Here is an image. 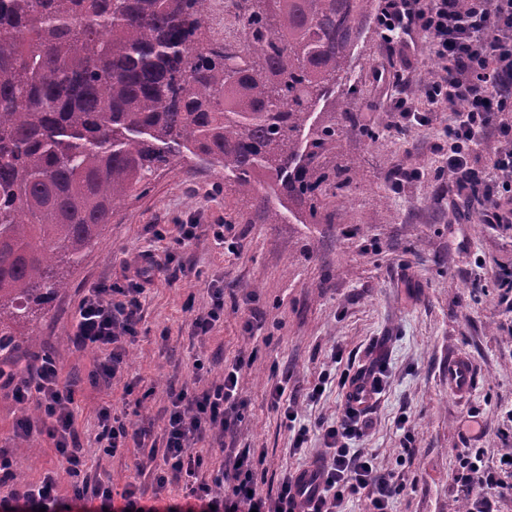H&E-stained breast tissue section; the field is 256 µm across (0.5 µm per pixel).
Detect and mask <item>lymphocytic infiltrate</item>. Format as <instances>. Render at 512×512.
Listing matches in <instances>:
<instances>
[{"label": "lymphocytic infiltrate", "instance_id": "1", "mask_svg": "<svg viewBox=\"0 0 512 512\" xmlns=\"http://www.w3.org/2000/svg\"><path fill=\"white\" fill-rule=\"evenodd\" d=\"M378 29L389 49L406 37L421 35L441 66L440 76L425 85L427 100L445 108L453 119L448 125V177L470 197H491L494 209L483 214L487 224H512V0H381L376 16ZM466 110H458V103ZM497 136L501 149L486 168L470 165L472 152L488 137ZM224 238L220 224H180L165 249L164 260L144 253L142 264L126 283H101L83 296L70 342L74 348H93L99 356L89 374L96 386H111L124 370L127 347L142 321V298L153 273L169 269L179 251L201 235ZM22 407L36 404L41 418H22L17 435L40 432L47 436L65 460L72 479V501L80 512H336L345 495L366 497L370 512H387L398 486L392 476L378 472L371 459L351 443L362 436L373 404L363 392L377 394L380 378L374 366H366L351 379L343 413L331 423L297 424L291 404L285 403L283 386L271 391L272 403L292 424L295 449L305 448L311 433H318L325 447L322 456L301 471L278 480L274 493L258 487L254 453L250 449H226L223 463L208 468L198 444L223 442L224 434L241 421L247 406L237 392L236 370L203 389L171 391L163 410L160 434L161 460L151 493L129 483L115 506L112 488L98 478L88 463L76 427V386L64 382L56 361L44 355L31 369L0 378ZM96 440L104 454L123 448L145 447L151 428L134 427L113 414L111 406L97 411ZM182 483L184 503L164 504L171 482ZM11 485L0 512H56L57 478L46 472L38 483L16 481L14 462L0 454V485Z\"/></svg>", "mask_w": 512, "mask_h": 512}]
</instances>
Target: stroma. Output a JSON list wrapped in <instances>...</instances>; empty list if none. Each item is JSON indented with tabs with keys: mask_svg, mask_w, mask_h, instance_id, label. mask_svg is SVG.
I'll list each match as a JSON object with an SVG mask.
<instances>
[{
	"mask_svg": "<svg viewBox=\"0 0 512 512\" xmlns=\"http://www.w3.org/2000/svg\"><path fill=\"white\" fill-rule=\"evenodd\" d=\"M393 71L384 40L368 23L351 61L357 93L336 88L337 102L352 114L337 162L357 176L347 197L327 200V223H262L256 198L239 195L223 168L204 167L185 148L171 167L148 176L142 195L114 209L101 236L67 269L68 288L34 319L41 353L55 358L63 380L78 383L81 441L111 485L115 506H122L128 483L150 488V450L133 446L113 457L100 452L98 406L110 403L130 424L161 429L171 390L186 383L204 387L242 357L237 389L248 406L224 443L258 457L263 492L323 450L315 433L307 448L293 449L292 434L271 404L272 387L286 381L285 395L301 422H331L345 407L346 380L374 363L382 393L355 445L400 487L388 512H512V497L490 489L466 495L458 463L469 446L466 418L475 410L485 425L478 443L484 470H493L507 450L498 429L512 409V315L499 306L494 284L500 267L512 266V229L483 223L490 202L466 204L449 188V112L431 113L423 126L396 127L385 82ZM414 167L419 178L399 181L402 170ZM456 210L467 211L465 223H449ZM191 221L223 223L237 252L226 253L205 235L185 246L180 267L157 274L146 293L121 377L108 390L92 386L96 351L74 349L68 341L86 289L122 278L143 251L162 253L166 244L155 238V225ZM477 274L488 289L474 297L468 284ZM215 286L224 289V320L208 336H192L191 319L209 308ZM199 355L208 359L209 371L197 377ZM452 356L467 357L475 370L476 385L464 399L448 391ZM325 372L331 378L321 399L307 402V389ZM129 383L135 386L130 395ZM139 395L144 402L138 408ZM30 440L39 456L15 454L18 481L35 483L54 471L59 498L69 499L65 461L46 436L35 433Z\"/></svg>",
	"mask_w": 512,
	"mask_h": 512,
	"instance_id": "stroma-1",
	"label": "stroma"
}]
</instances>
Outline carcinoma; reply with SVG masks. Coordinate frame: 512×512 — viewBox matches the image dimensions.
<instances>
[{
  "instance_id": "carcinoma-1",
  "label": "carcinoma",
  "mask_w": 512,
  "mask_h": 512,
  "mask_svg": "<svg viewBox=\"0 0 512 512\" xmlns=\"http://www.w3.org/2000/svg\"><path fill=\"white\" fill-rule=\"evenodd\" d=\"M0 0V353L69 287L112 210L183 147L319 224L356 172L336 105L375 0ZM322 119L305 128L316 102Z\"/></svg>"
}]
</instances>
